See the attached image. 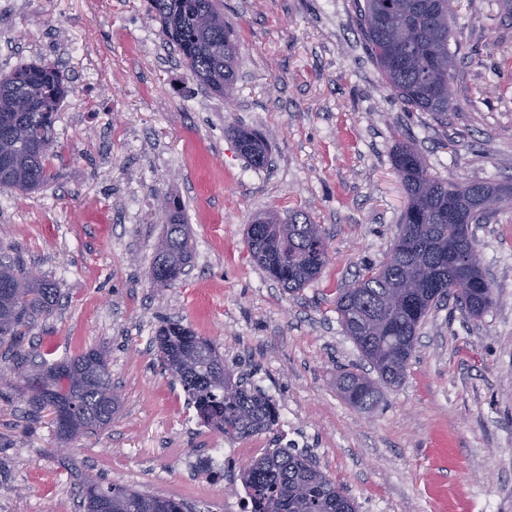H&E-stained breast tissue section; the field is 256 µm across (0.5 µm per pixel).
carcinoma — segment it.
I'll use <instances>...</instances> for the list:
<instances>
[{"label": "carcinoma", "mask_w": 512, "mask_h": 512, "mask_svg": "<svg viewBox=\"0 0 512 512\" xmlns=\"http://www.w3.org/2000/svg\"><path fill=\"white\" fill-rule=\"evenodd\" d=\"M147 11L160 20L192 80L217 96H231L239 43L224 21L220 0H147ZM357 11L367 49L386 87L407 109L446 120L455 109L451 77L456 65L449 50L453 13L448 0H364ZM66 93L60 71L44 63L0 78L1 188L34 192L51 180L49 160L57 153L54 123ZM233 135L253 166L268 165L269 146L259 131L239 126ZM392 164L407 195L399 237L379 267L366 268L354 287L341 288L336 295L344 332L378 374L375 381L351 371L340 376L341 394L364 411L378 404L382 388L400 384L418 329L440 301L451 299L476 317L493 307L491 282L483 288L459 286L455 269L442 260L441 252L445 243L453 242L461 255L473 259L472 276L485 279L473 232L450 220L448 212L470 213L473 223L482 224L500 209L489 201L512 196L511 181L460 184L431 176L410 142L396 146ZM164 207L169 224L156 244L151 266L158 287L173 284L192 260L180 203L166 197ZM255 223L266 228L248 233L249 252L269 277L289 292L318 279L329 260L320 225L298 211L286 218L270 212ZM404 233L419 241L420 250L408 249ZM57 293L53 281H25L21 270L0 260V344L18 340L21 327L50 315ZM153 342L158 362L180 383L197 416H218L214 429L224 437L246 439L277 425L273 401L224 365L210 340L179 320H169ZM23 380L29 411L50 412L60 443L96 433L119 414V399L110 397L112 377L102 349L44 362L24 373ZM242 482L251 496L250 512H357L348 491L303 451L276 448L261 455L243 471ZM102 492L109 494L112 512H154L161 501L170 512H187V504L173 497L92 481L79 491L83 512L93 509V495Z\"/></svg>", "instance_id": "obj_1"}]
</instances>
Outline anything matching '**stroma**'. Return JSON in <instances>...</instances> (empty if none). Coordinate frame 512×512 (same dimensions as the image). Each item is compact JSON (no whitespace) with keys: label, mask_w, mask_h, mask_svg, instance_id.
<instances>
[{"label":"stroma","mask_w":512,"mask_h":512,"mask_svg":"<svg viewBox=\"0 0 512 512\" xmlns=\"http://www.w3.org/2000/svg\"><path fill=\"white\" fill-rule=\"evenodd\" d=\"M454 15L458 109L442 122L384 87L355 0H224L241 48L228 101L192 81L146 0H0V76L52 63L69 88L52 179L0 190V254L58 288L17 351L0 345V512H80L87 479L225 512L251 460L293 432L358 512H512V209L473 227L495 307L478 318L433 308L404 380L372 410L336 386L341 368L363 363L336 293L385 259L406 204L398 141L417 143L432 176L512 180V18L499 0H455ZM235 125L264 133L270 166L244 158ZM167 196L193 259L157 288ZM270 210L306 212L326 234L329 261L299 292L250 256L248 226ZM169 318L210 339L289 423L237 441L204 426L156 360ZM91 348L106 351L121 408L63 455L51 415L28 410L16 359ZM217 444L221 481L188 471Z\"/></svg>","instance_id":"1"}]
</instances>
